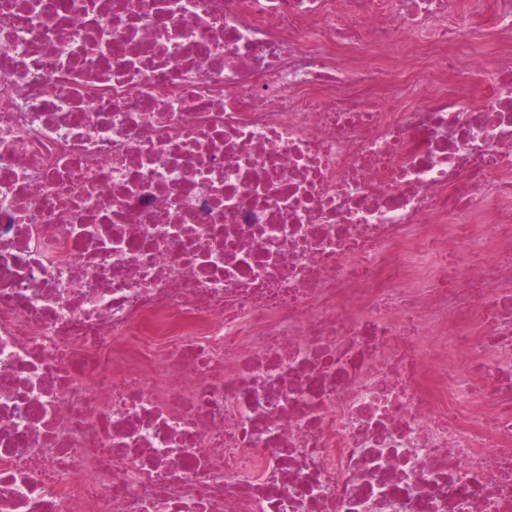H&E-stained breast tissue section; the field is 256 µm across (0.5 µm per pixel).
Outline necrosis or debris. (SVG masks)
<instances>
[{"instance_id": "obj_1", "label": "necrosis or debris", "mask_w": 512, "mask_h": 512, "mask_svg": "<svg viewBox=\"0 0 512 512\" xmlns=\"http://www.w3.org/2000/svg\"><path fill=\"white\" fill-rule=\"evenodd\" d=\"M0 512H512V0H0Z\"/></svg>"}]
</instances>
